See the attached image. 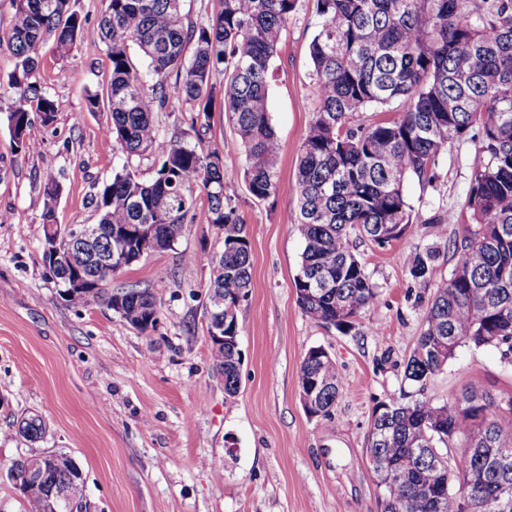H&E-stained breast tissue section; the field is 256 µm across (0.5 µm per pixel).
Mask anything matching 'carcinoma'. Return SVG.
I'll return each instance as SVG.
<instances>
[{
  "mask_svg": "<svg viewBox=\"0 0 512 512\" xmlns=\"http://www.w3.org/2000/svg\"><path fill=\"white\" fill-rule=\"evenodd\" d=\"M183 0H106L97 24L73 10L71 0H13L8 48L14 58L8 87L9 129L19 151L33 153L31 113L46 125L55 102L37 78L39 49L52 41L60 55L94 34L105 44L112 67L107 78L109 119L104 134L125 156L112 180L95 198L101 224L158 225L165 251L196 219L195 188L206 195L207 223L224 229V247L212 255L210 290L224 292V335H239L238 309L251 288V247L234 198L226 191L224 156L175 132L154 178L140 179L131 163L149 152L159 134L158 116L188 104L209 119L217 97L233 124L234 152L244 159L251 197L265 201L278 191L279 139L268 109V73L282 28L298 0H223L205 23L186 21ZM317 33L310 44L314 93L320 106L296 158L298 198L292 223L304 248L295 279L296 301L310 319L348 334L378 290L354 252L352 238L379 248L408 234L413 206L404 182L414 175L432 181L439 156L476 130L486 159L471 168L465 206L474 230L460 245L461 257L435 289L417 343L404 362L402 383L418 397L377 403L366 447L376 477L382 512H512V396L486 389L435 403L423 396L465 344L493 345L512 365V0H314ZM194 46L187 56L188 46ZM145 66H140L132 51ZM398 104L394 120L354 124L353 116ZM61 188L44 184L42 224L53 223ZM134 241L103 232L74 246L75 264L102 281L111 279L102 255ZM437 248L405 256L414 279L435 278ZM129 293L119 315L147 335L155 327L154 293L137 288L76 289L63 300L75 306ZM224 374V392L239 390V343L213 350ZM316 384L318 419L331 418L343 389L332 358L310 348L300 367L299 386ZM17 430L34 441L45 433L37 415L23 417ZM458 442L464 451L446 452ZM58 468L38 481L27 477L30 457L13 462L27 512H47L51 489L67 490L62 512L87 505L82 471L69 455H56Z\"/></svg>",
  "mask_w": 512,
  "mask_h": 512,
  "instance_id": "cac0c4a2",
  "label": "carcinoma"
}]
</instances>
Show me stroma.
<instances>
[{
	"label": "stroma",
	"mask_w": 512,
	"mask_h": 512,
	"mask_svg": "<svg viewBox=\"0 0 512 512\" xmlns=\"http://www.w3.org/2000/svg\"><path fill=\"white\" fill-rule=\"evenodd\" d=\"M317 30L314 0H299L271 61L269 112L281 151L275 197L254 201L241 156L224 150L236 133L222 109L209 116L204 149L222 152L224 178L249 230L252 285L238 310L243 356L236 396L224 392L207 335L209 257L222 238L199 201L195 223L172 249L151 254L112 279L153 290L157 323L142 334L102 303L68 305L42 260L44 181L61 186L60 224H95L98 190L124 161L103 128L106 110L87 111L88 93L102 90L111 69L104 44L78 41L66 55L52 43L39 53V79L56 104L43 125L33 117L36 152L17 148L0 103V512H26L10 474L16 459L62 451L79 464L89 512H381L376 479L365 461V438L376 402L398 398L403 362L421 332L434 282L413 279L405 254L441 246L438 274L449 277L469 236L464 203L479 137L448 148L432 182L409 177L405 193L417 224L383 248L356 253L378 288L362 310L359 334H342L307 317L296 302L303 240L286 223L298 205L296 154L318 107L309 45ZM190 105L160 115L159 137L133 158L152 180L173 129L191 130ZM445 223H435V216ZM324 347L344 381L328 420L310 418L299 373L309 348ZM512 396V366L491 346L459 347L433 377L426 396L440 403L466 387ZM46 423L36 443L18 436L27 413Z\"/></svg>",
	"instance_id": "stroma-1"
}]
</instances>
